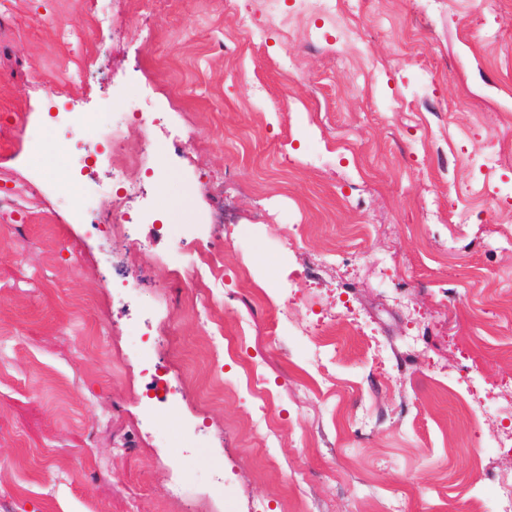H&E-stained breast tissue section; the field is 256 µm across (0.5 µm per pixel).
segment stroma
<instances>
[{"label":"stroma","instance_id":"obj_1","mask_svg":"<svg viewBox=\"0 0 512 512\" xmlns=\"http://www.w3.org/2000/svg\"><path fill=\"white\" fill-rule=\"evenodd\" d=\"M246 5L267 21L256 47L224 0H0L5 512H177L179 482L196 512H473L512 475V0H366L361 41L345 14ZM80 63L82 110L116 101L134 164L116 182L101 144L68 185L49 170L41 197H10ZM127 182L116 235L100 219ZM183 229L210 238L223 285L175 275ZM160 327L179 410L149 421L138 348Z\"/></svg>","mask_w":512,"mask_h":512}]
</instances>
